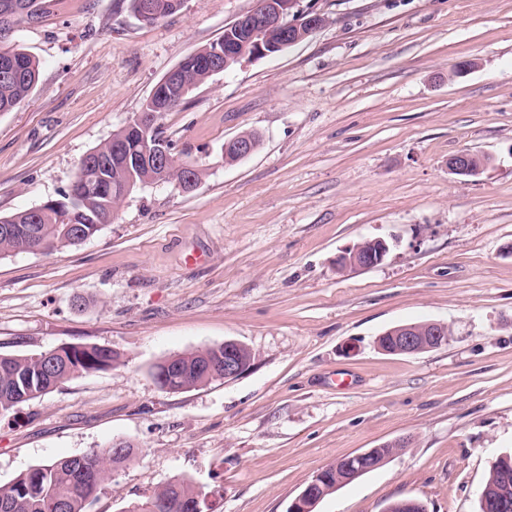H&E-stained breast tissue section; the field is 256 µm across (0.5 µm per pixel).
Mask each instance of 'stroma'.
Returning a JSON list of instances; mask_svg holds the SVG:
<instances>
[{"instance_id":"35a3bbf8","label":"stroma","mask_w":512,"mask_h":512,"mask_svg":"<svg viewBox=\"0 0 512 512\" xmlns=\"http://www.w3.org/2000/svg\"><path fill=\"white\" fill-rule=\"evenodd\" d=\"M8 47L40 62L0 113V216L67 189L81 159L156 84L256 0H185L153 24L115 0H43ZM327 24L212 76L164 115L197 188L134 189L80 245L0 255V354L95 344L120 355L0 416V484L121 439L134 458L87 512H124L182 478L216 512H286L338 459L387 442L379 469L316 512H479L512 455V0H299ZM257 132L234 164L224 144ZM461 151L480 175L448 169ZM381 238L379 265L341 270ZM448 324L447 344L378 350L387 329ZM234 340L229 381L162 390L153 367ZM360 243L339 256L336 262L338 269H358L363 265L374 267L383 261L388 251V245L383 239L368 240L367 247ZM512 476V457L500 458L481 489L486 499H498L503 496L505 484L503 478ZM481 495V498L483 499Z\"/></svg>"}]
</instances>
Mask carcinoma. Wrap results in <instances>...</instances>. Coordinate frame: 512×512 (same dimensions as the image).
<instances>
[{
	"mask_svg": "<svg viewBox=\"0 0 512 512\" xmlns=\"http://www.w3.org/2000/svg\"><path fill=\"white\" fill-rule=\"evenodd\" d=\"M231 26L224 28V36L217 44L230 40ZM214 43V44H216ZM214 44H209L186 56L180 63L182 79L187 86L197 88L207 82L211 75L203 68L204 56L210 54ZM39 78V62L30 54L18 49L0 48V112H9L34 89ZM154 102L161 106L159 116L182 106L188 96L170 97L165 86L157 84L153 89ZM140 140L138 128L130 124L116 131L110 140L94 149L106 159L105 165L96 174L93 192L82 197L78 187L70 184L57 199L32 212L26 210L7 217H0V254L21 251L20 235L3 230L11 227H32L45 244V250L76 246L70 237L71 227L80 226L95 234V221L103 220L116 210L123 201L122 188L135 175L139 183L155 181L157 171L141 166L128 172L124 149L135 147ZM73 352L62 350L52 356V363L45 365V352L29 355L0 356V414L13 411L19 404L39 398L75 376L112 368L120 355L110 349L96 345L74 344ZM217 357L211 347L197 349L170 356L154 366V370L169 368L185 374L178 384L190 388L215 381L194 374V369ZM133 457L131 445L125 453L118 455L113 447L92 450L79 456H71L36 465L20 473L10 483L0 485V512H87V506L97 497L103 484L118 468ZM512 476V457L497 461L481 493L487 499H498L508 491L512 499V484L505 485L503 478ZM207 494L184 479H174L158 487L144 500L129 504L125 512H153L158 504L166 505L167 512H191L189 507L197 502L205 503Z\"/></svg>",
	"mask_w": 512,
	"mask_h": 512,
	"instance_id": "1",
	"label": "carcinoma"
}]
</instances>
